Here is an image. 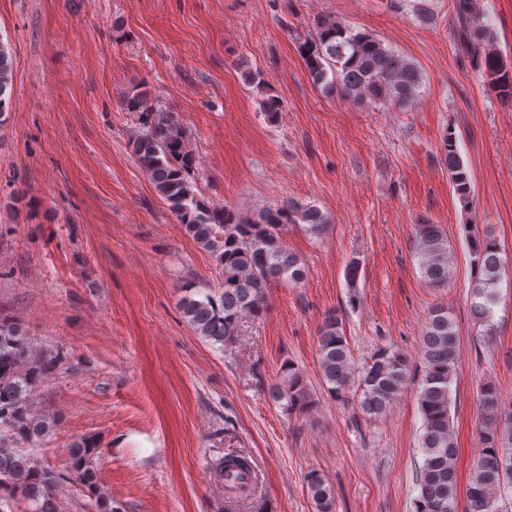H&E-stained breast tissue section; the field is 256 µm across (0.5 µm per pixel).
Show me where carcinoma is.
Returning a JSON list of instances; mask_svg holds the SVG:
<instances>
[{"label": "carcinoma", "instance_id": "obj_1", "mask_svg": "<svg viewBox=\"0 0 512 512\" xmlns=\"http://www.w3.org/2000/svg\"><path fill=\"white\" fill-rule=\"evenodd\" d=\"M474 4L475 0H454L461 33L467 47L478 52L483 62L485 83L501 98L511 100L512 60L489 40ZM301 54L313 83L328 94L403 107L421 87V73L408 58L375 36L354 32L333 20L317 24L316 38L301 45ZM12 72L11 50L0 42V115ZM125 105L136 113L139 130L133 140L134 153L155 192L224 270L218 290L201 298L183 297V316L203 339L227 345L237 336L244 314L257 317L264 311L267 290L274 282L299 284L305 279L304 263L288 251L283 240L288 226L301 225L305 232L319 237L327 230V218L317 207L294 200L245 215L206 205L195 191V156L178 118L159 110L147 93L138 89L126 98ZM444 151L450 181L467 209L473 203L474 190L453 136L445 138ZM468 247L478 273L472 283L470 311L474 323L488 336L505 264L500 245L489 233L469 237ZM414 257L425 283L434 288L448 284V236L441 225L428 219L415 225ZM318 344L320 380L327 393L341 403L354 395L362 412L372 418L386 414L408 383L409 361L397 350L380 349L362 368H356L342 319L334 312L325 316ZM420 350L423 379L417 403L423 461L416 475L414 512H457L458 448L453 437L450 386L461 340L447 307L437 305L428 312ZM58 366L56 358L33 354L22 325L0 315V501L21 498L35 506L34 512H57L56 492L78 482L96 496L98 512H112V501L100 490L95 440L74 442L69 448V466L63 471L15 448L18 443L41 444L59 425L61 417L39 412L33 403L35 390ZM282 369L281 382L269 387L270 398L290 412L312 410L315 399L299 369L290 362ZM477 402L480 448L466 489L465 512H504L497 492L512 484V405L490 382L477 390ZM213 470L227 483L255 482L251 462L241 454L225 456ZM306 485L316 512H335L333 488L321 473L309 472Z\"/></svg>", "mask_w": 512, "mask_h": 512}]
</instances>
